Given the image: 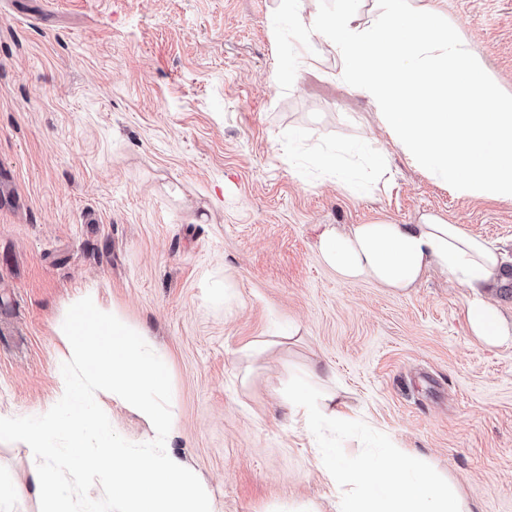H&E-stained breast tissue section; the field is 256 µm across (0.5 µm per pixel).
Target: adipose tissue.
<instances>
[{
	"label": "adipose tissue",
	"mask_w": 512,
	"mask_h": 512,
	"mask_svg": "<svg viewBox=\"0 0 512 512\" xmlns=\"http://www.w3.org/2000/svg\"><path fill=\"white\" fill-rule=\"evenodd\" d=\"M320 252L343 277H365L395 290L414 287L425 271L440 268L470 290L466 317L472 335L487 342L512 335V324L485 296L502 274L503 256L461 225L427 215L417 224L378 220L344 233L330 227L321 234ZM288 404L309 429L324 420H344L332 394L316 395L299 386L289 393ZM322 465L337 487L338 512H472L449 481L432 470L415 473L410 456L397 448L352 463L327 451Z\"/></svg>",
	"instance_id": "ef3b65f1"
}]
</instances>
